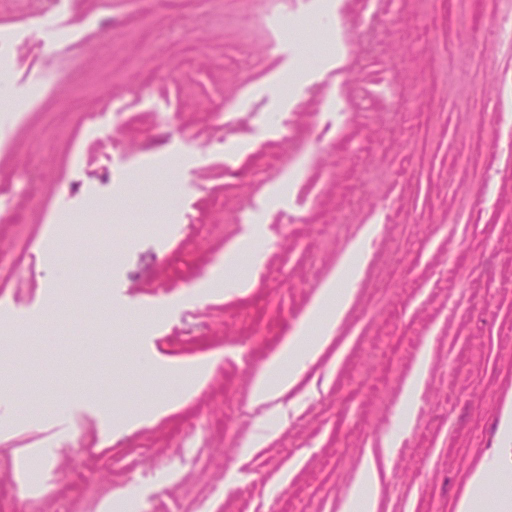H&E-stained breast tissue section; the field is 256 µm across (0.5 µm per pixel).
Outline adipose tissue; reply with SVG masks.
Returning <instances> with one entry per match:
<instances>
[{"instance_id":"adipose-tissue-1","label":"adipose tissue","mask_w":512,"mask_h":512,"mask_svg":"<svg viewBox=\"0 0 512 512\" xmlns=\"http://www.w3.org/2000/svg\"><path fill=\"white\" fill-rule=\"evenodd\" d=\"M377 231V225H368L350 244L335 273L322 285L300 328L285 341L256 380L249 407L261 421L284 426L296 415L300 402L294 394L296 385L343 322L369 257V244ZM429 367L430 354L422 352L400 398L394 433L384 437L381 451L367 450L356 480L341 504V512H377L381 489L379 461L393 455L398 433L410 430ZM511 470L512 403L508 402L500 412L497 443L471 473L456 503V512H512V500L491 491L492 474Z\"/></svg>"}]
</instances>
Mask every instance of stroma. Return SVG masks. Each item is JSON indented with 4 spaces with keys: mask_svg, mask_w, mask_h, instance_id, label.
Returning <instances> with one entry per match:
<instances>
[{
    "mask_svg": "<svg viewBox=\"0 0 512 512\" xmlns=\"http://www.w3.org/2000/svg\"><path fill=\"white\" fill-rule=\"evenodd\" d=\"M369 224L325 391L265 430L257 375ZM253 230L251 288L205 290ZM0 250V512H337L425 349L379 512H454L512 397V0H0Z\"/></svg>",
    "mask_w": 512,
    "mask_h": 512,
    "instance_id": "obj_1",
    "label": "stroma"
}]
</instances>
